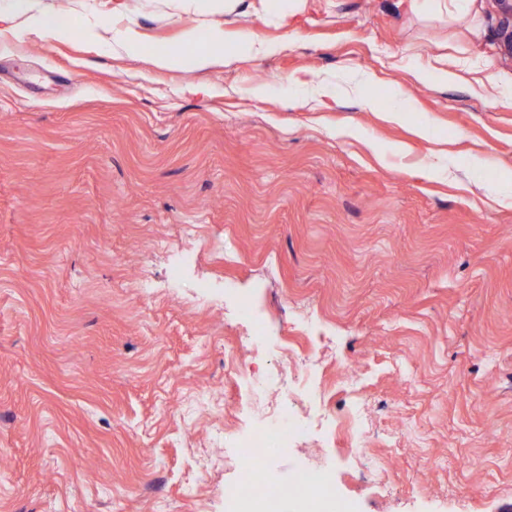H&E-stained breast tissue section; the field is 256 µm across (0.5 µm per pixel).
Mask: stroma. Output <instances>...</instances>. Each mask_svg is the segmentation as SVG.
<instances>
[{
    "label": "stroma",
    "mask_w": 512,
    "mask_h": 512,
    "mask_svg": "<svg viewBox=\"0 0 512 512\" xmlns=\"http://www.w3.org/2000/svg\"><path fill=\"white\" fill-rule=\"evenodd\" d=\"M477 2L0 0V512H224L228 357L363 422L365 455L322 428L282 482L512 512V63Z\"/></svg>",
    "instance_id": "stroma-1"
}]
</instances>
